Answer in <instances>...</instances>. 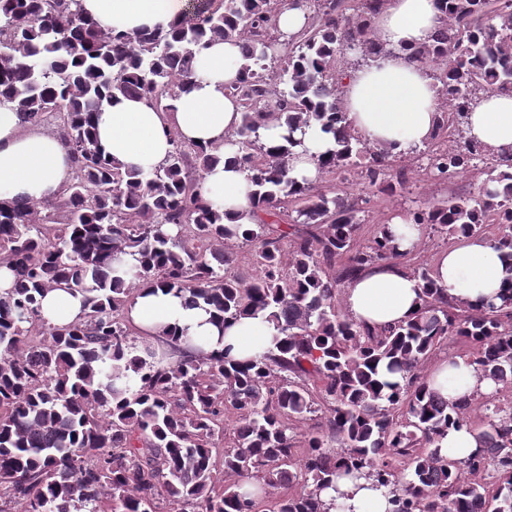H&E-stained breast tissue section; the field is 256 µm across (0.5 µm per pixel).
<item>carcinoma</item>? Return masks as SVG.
Listing matches in <instances>:
<instances>
[{
  "instance_id": "obj_1",
  "label": "carcinoma",
  "mask_w": 512,
  "mask_h": 512,
  "mask_svg": "<svg viewBox=\"0 0 512 512\" xmlns=\"http://www.w3.org/2000/svg\"><path fill=\"white\" fill-rule=\"evenodd\" d=\"M446 18L412 59L432 64L438 96L435 133H465L479 95L512 90V0H442ZM385 0H362L356 18L345 0H321L308 28L277 54L281 0H198L178 25L114 35L85 17L79 0H0V99L26 128L63 110L59 139L74 175L62 194L41 203H0V262L14 273L0 293V512H257L254 478L268 487L301 485L277 512H341L338 479H364L390 494L391 512H512V413L494 407L477 429L475 452L442 448L448 428L469 424L472 403L450 406L429 389L423 363L441 340L458 336L475 350L476 371L512 383V286L499 303L448 299L431 271H414L424 302L402 324L370 328L340 307L345 284L365 268L406 256L388 225L356 244L357 203L290 176L292 133L314 121L336 149L319 170L339 173L368 158L366 179L392 193L402 185L389 150L354 136L346 123L339 75L344 51L371 57L380 48L371 15ZM240 43V78L229 92L242 105L227 140L249 173L252 224H226L204 198L199 173L224 159L172 137L164 165L150 174L124 169L100 151L94 116L134 97L174 111L178 89L194 75L201 50ZM283 88L272 94L271 82ZM276 119L287 145L267 149L258 131ZM489 159L482 191L413 213L450 237L482 236L490 224L512 261V150L494 153L469 140L435 150L438 175ZM300 201L292 221L277 212ZM290 242L283 262L282 242ZM257 248L259 275L228 274L224 242ZM342 272L333 274L336 261ZM66 282L84 294V318L55 327L41 316L44 292ZM159 283L205 306L225 324L261 313L277 334L273 348L240 360L232 347H199L166 365L150 347L137 353L124 324L139 284ZM327 405L326 425L297 452L294 424ZM236 411L224 473L239 481L214 493L212 448ZM497 488L469 479L488 469Z\"/></svg>"
}]
</instances>
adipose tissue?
Masks as SVG:
<instances>
[{
    "label": "adipose tissue",
    "mask_w": 512,
    "mask_h": 512,
    "mask_svg": "<svg viewBox=\"0 0 512 512\" xmlns=\"http://www.w3.org/2000/svg\"><path fill=\"white\" fill-rule=\"evenodd\" d=\"M85 15L102 29L127 33L141 27L167 28L180 21L186 0H80ZM443 17L440 0H386L371 19L374 38L383 51L366 65L351 70L341 96L352 133L368 144L396 154H409L427 144L437 116V86L428 67L412 61L413 50L428 43ZM240 46L236 41L212 43L199 57L196 72L180 91L171 112H159L143 101L119 98L96 116V134L104 154L145 172L162 166L172 149V136L207 148L219 147L224 160L207 171L202 192L225 213V223L251 211V185L235 162L226 137L241 122L242 107L228 92L238 77ZM467 139L489 148H512V91L483 94L468 112ZM301 142L290 161L297 181L318 176V159L335 147L317 123L293 133ZM73 176V166L59 138L23 128L11 103H0V201L40 203L57 198ZM432 278L449 296L470 302L496 298L512 274L487 238H460L442 252ZM423 303L420 281L395 264L373 266L344 290L343 307L358 323L373 327L409 320ZM41 312L50 324L63 327L84 315L83 297L62 283L48 290ZM126 321L147 340H163L187 348L202 337L208 350L231 347L238 358L262 355L274 329L264 316L240 319L220 329L204 309L186 306L180 295L160 285H141L125 312ZM429 386L449 403L495 391L468 358L441 362L428 378ZM338 489L353 512H388L384 489L365 481L341 480Z\"/></svg>",
    "instance_id": "1"
}]
</instances>
